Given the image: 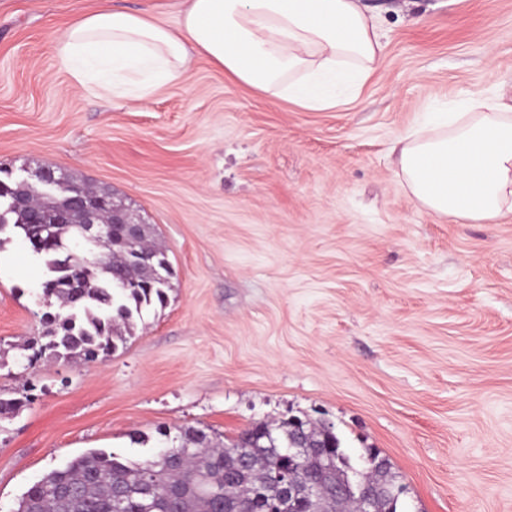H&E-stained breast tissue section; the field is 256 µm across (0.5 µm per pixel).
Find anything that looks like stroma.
<instances>
[{"label":"stroma","instance_id":"35a3bbf8","mask_svg":"<svg viewBox=\"0 0 512 512\" xmlns=\"http://www.w3.org/2000/svg\"><path fill=\"white\" fill-rule=\"evenodd\" d=\"M97 3L0 0V167L111 190L174 276L110 357L33 363L44 263L0 234V397L31 398L0 415V512L93 449L293 415L389 459L399 512H512V214L437 217L396 166L426 112L512 92V0H359L382 62L322 111L196 54L141 104L72 86L54 41Z\"/></svg>","mask_w":512,"mask_h":512}]
</instances>
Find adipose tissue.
<instances>
[{"instance_id":"1","label":"adipose tissue","mask_w":512,"mask_h":512,"mask_svg":"<svg viewBox=\"0 0 512 512\" xmlns=\"http://www.w3.org/2000/svg\"><path fill=\"white\" fill-rule=\"evenodd\" d=\"M55 51L78 85L124 86L136 102L180 80L197 53L265 95L319 111L336 106L341 79L375 70L383 43L358 0H185L174 30L101 0ZM398 166L410 196L436 216L499 223L512 213V102L484 96L430 113L402 139Z\"/></svg>"}]
</instances>
